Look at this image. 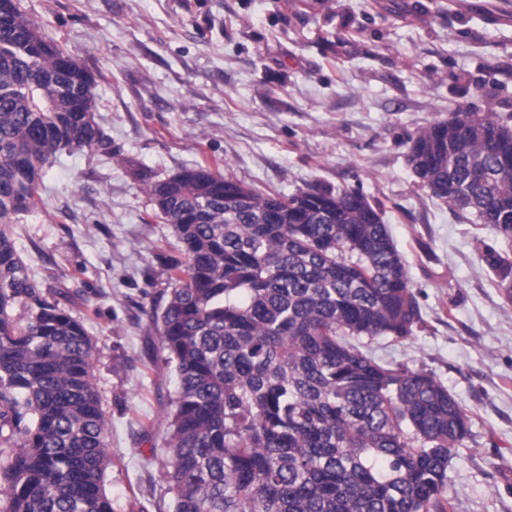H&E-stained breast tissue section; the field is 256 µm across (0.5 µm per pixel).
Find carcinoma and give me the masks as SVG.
Instances as JSON below:
<instances>
[{"label": "carcinoma", "instance_id": "1", "mask_svg": "<svg viewBox=\"0 0 512 512\" xmlns=\"http://www.w3.org/2000/svg\"><path fill=\"white\" fill-rule=\"evenodd\" d=\"M21 4L0 11V512H115L97 342L43 287L12 224L65 149L112 144L94 77L62 66ZM486 127L507 132L490 143ZM421 186L512 236V127L457 112L411 138ZM178 255L150 309L178 387L168 412L173 512H454L448 468L469 419L436 377L365 348L423 322L380 204L316 187L284 197L198 164L146 185ZM480 261L512 304V258Z\"/></svg>", "mask_w": 512, "mask_h": 512}]
</instances>
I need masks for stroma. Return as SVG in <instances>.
<instances>
[{
  "label": "stroma",
  "mask_w": 512,
  "mask_h": 512,
  "mask_svg": "<svg viewBox=\"0 0 512 512\" xmlns=\"http://www.w3.org/2000/svg\"><path fill=\"white\" fill-rule=\"evenodd\" d=\"M96 79L113 156L61 151L15 226L35 278L75 292L98 345L115 512H170L177 390L149 318L173 244L144 187L183 168L289 196L356 189L382 203L424 325L380 363L432 373L470 418L448 470L455 512H512V306L479 243L512 239L421 189L408 140L463 109L512 118V0H22Z\"/></svg>",
  "instance_id": "stroma-1"
}]
</instances>
